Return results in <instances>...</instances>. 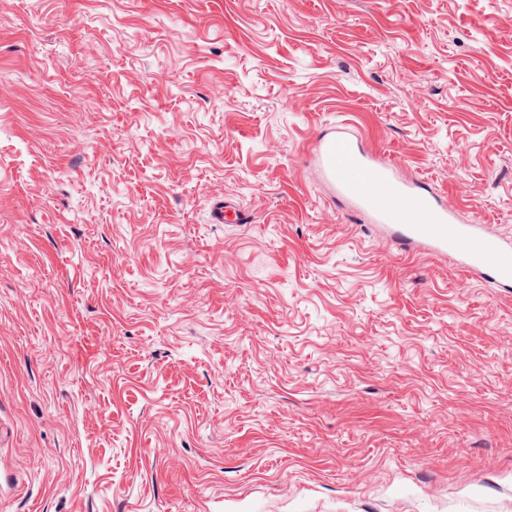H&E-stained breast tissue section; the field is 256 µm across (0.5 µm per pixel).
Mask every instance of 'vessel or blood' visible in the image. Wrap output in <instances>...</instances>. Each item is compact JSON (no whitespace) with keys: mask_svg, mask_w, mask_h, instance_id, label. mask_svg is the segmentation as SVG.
Masks as SVG:
<instances>
[{"mask_svg":"<svg viewBox=\"0 0 512 512\" xmlns=\"http://www.w3.org/2000/svg\"><path fill=\"white\" fill-rule=\"evenodd\" d=\"M310 160L356 213L374 224L400 226L399 244L455 253L464 271L512 284L511 246L487 235L482 224L459 223L456 211L425 189L421 177L404 176L393 159L363 151L356 133L321 137Z\"/></svg>","mask_w":512,"mask_h":512,"instance_id":"1","label":"vessel or blood"}]
</instances>
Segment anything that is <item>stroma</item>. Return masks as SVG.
<instances>
[{
	"label": "stroma",
	"mask_w": 512,
	"mask_h": 512,
	"mask_svg": "<svg viewBox=\"0 0 512 512\" xmlns=\"http://www.w3.org/2000/svg\"><path fill=\"white\" fill-rule=\"evenodd\" d=\"M349 123L512 242V0H0V512H512V290ZM358 139L350 131L323 136L310 155L324 180L356 213L373 224L400 226L399 244L453 252L464 271L512 284L510 245L487 235L482 224H458L457 212L425 189L424 179L404 176L396 161L363 151ZM212 221L214 224H245L244 212L234 208L230 203L219 201L212 207Z\"/></svg>",
	"instance_id": "obj_1"
}]
</instances>
